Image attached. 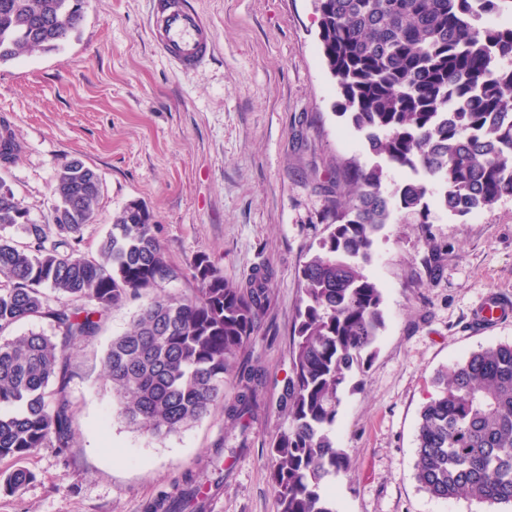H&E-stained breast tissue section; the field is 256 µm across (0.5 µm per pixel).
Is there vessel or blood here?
I'll return each instance as SVG.
<instances>
[{
  "label": "vessel or blood",
  "mask_w": 512,
  "mask_h": 512,
  "mask_svg": "<svg viewBox=\"0 0 512 512\" xmlns=\"http://www.w3.org/2000/svg\"><path fill=\"white\" fill-rule=\"evenodd\" d=\"M149 28L159 51L183 71L195 70L211 56L208 25L187 0H151Z\"/></svg>",
  "instance_id": "obj_1"
}]
</instances>
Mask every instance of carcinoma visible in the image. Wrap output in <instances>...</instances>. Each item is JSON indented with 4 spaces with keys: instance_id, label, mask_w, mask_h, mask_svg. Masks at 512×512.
I'll return each mask as SVG.
<instances>
[{
    "instance_id": "obj_1",
    "label": "carcinoma",
    "mask_w": 512,
    "mask_h": 512,
    "mask_svg": "<svg viewBox=\"0 0 512 512\" xmlns=\"http://www.w3.org/2000/svg\"><path fill=\"white\" fill-rule=\"evenodd\" d=\"M85 0H0V63L41 50L56 52L82 26ZM322 54L353 127L368 130L369 149L390 166L421 170L441 184L449 213L467 216L512 195V25L477 27L483 14L512 13V0H314ZM69 14L59 29L49 21ZM21 150L0 123V166ZM349 196L326 189L323 219L331 227L304 262L290 376L278 397L288 426L269 446L277 512H336L325 486L350 469L336 447L341 393L348 375L373 352L384 328L382 291L359 261L392 212L422 211L428 192L405 181L391 193L381 165L346 171ZM101 192L98 174L79 159L58 171L52 223L32 224L0 178V334L25 318L50 320L62 343L31 332L0 341V458L37 448H68L73 405L66 349L92 341L103 316L143 300L130 328L112 339L103 361L117 416L153 438L192 426L234 396L228 415L258 407L252 372L241 356L258 336L270 300V273L244 285L196 258L190 297L159 290L179 280L150 224L132 202L115 218L97 254L79 249ZM17 227L19 242L3 235ZM423 264L438 269L431 239ZM52 292L56 305L49 304ZM437 393L421 409L416 480L436 499H467L499 512L512 507V343L471 352L439 373ZM55 388H50V385ZM224 448L210 465L187 472L144 512H205L220 488ZM25 469L0 477L16 492Z\"/></svg>"
}]
</instances>
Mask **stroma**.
Instances as JSON below:
<instances>
[{
  "mask_svg": "<svg viewBox=\"0 0 512 512\" xmlns=\"http://www.w3.org/2000/svg\"><path fill=\"white\" fill-rule=\"evenodd\" d=\"M189 3L214 40L210 59L189 73L153 45L150 0H87L81 32L63 50L1 63L0 120L22 150L0 175L31 223L48 224L57 171L83 160L102 191L81 252L96 254L114 217L140 202L183 272L172 293H194L200 255L232 282L258 267L271 272L266 332L247 352L261 407L241 424L219 406L162 440L118 417L103 358L136 315L139 304L130 302L71 352V447L0 459V474L33 475L18 493L0 490V512H143L217 447L224 486L207 512H276L268 448L288 424L276 404L290 375L298 274L328 234L323 189L342 182L346 162L368 168L381 159L339 114L342 96L321 52L313 0ZM408 180L428 186L429 224L415 212L397 214L364 267L382 290L385 327L341 396L332 438L351 467L330 494L336 512H485L419 489L415 429L438 370L512 342V314L491 325L475 321L489 295L512 300V196L459 217L440 210V185L422 173L386 168L384 188ZM429 236L443 253L433 279L422 265Z\"/></svg>",
  "mask_w": 512,
  "mask_h": 512,
  "instance_id": "1",
  "label": "stroma"
}]
</instances>
